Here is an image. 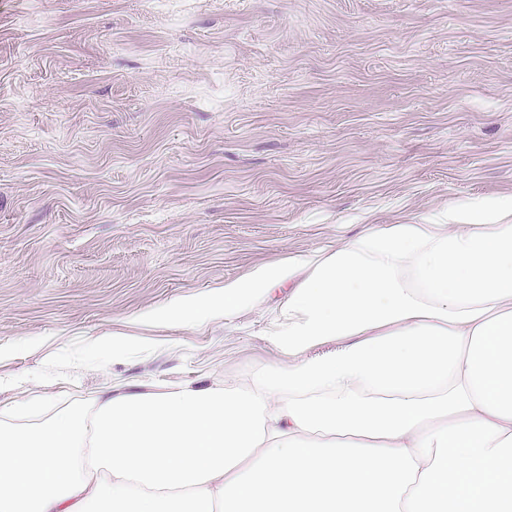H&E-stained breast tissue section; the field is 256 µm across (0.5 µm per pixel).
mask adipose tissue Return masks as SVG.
I'll list each match as a JSON object with an SVG mask.
<instances>
[{
  "instance_id": "obj_1",
  "label": "adipose tissue",
  "mask_w": 512,
  "mask_h": 512,
  "mask_svg": "<svg viewBox=\"0 0 512 512\" xmlns=\"http://www.w3.org/2000/svg\"><path fill=\"white\" fill-rule=\"evenodd\" d=\"M280 288V360L243 384L1 427L0 512H512V223L380 224L178 317Z\"/></svg>"
}]
</instances>
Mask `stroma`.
<instances>
[{
    "instance_id": "obj_1",
    "label": "stroma",
    "mask_w": 512,
    "mask_h": 512,
    "mask_svg": "<svg viewBox=\"0 0 512 512\" xmlns=\"http://www.w3.org/2000/svg\"><path fill=\"white\" fill-rule=\"evenodd\" d=\"M511 198L512 0H0V410L245 377L270 314L166 310Z\"/></svg>"
}]
</instances>
